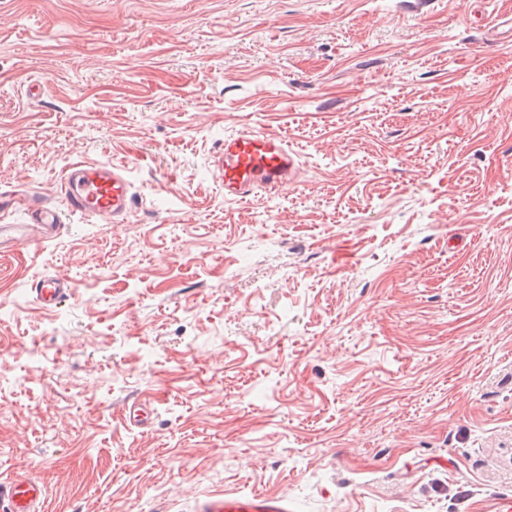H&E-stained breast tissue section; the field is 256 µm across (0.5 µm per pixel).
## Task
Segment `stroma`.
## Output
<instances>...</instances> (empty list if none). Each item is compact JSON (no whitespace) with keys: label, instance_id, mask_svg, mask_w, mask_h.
<instances>
[{"label":"stroma","instance_id":"35a3bbf8","mask_svg":"<svg viewBox=\"0 0 512 512\" xmlns=\"http://www.w3.org/2000/svg\"><path fill=\"white\" fill-rule=\"evenodd\" d=\"M245 127L297 183L225 198ZM76 160L128 223L0 255V477L45 512L512 496V0H0V185L61 207ZM133 183L125 165L77 161L69 166L64 191L68 208L88 219L124 222L133 204ZM32 294L38 303L53 308L69 298L70 282L58 275H44L33 283ZM45 501L38 478L27 472H16L0 480V506L7 512H42ZM195 512H292L284 495H220L202 501Z\"/></svg>","mask_w":512,"mask_h":512}]
</instances>
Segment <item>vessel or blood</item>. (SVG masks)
I'll return each instance as SVG.
<instances>
[{
	"instance_id": "vessel-or-blood-1",
	"label": "vessel or blood",
	"mask_w": 512,
	"mask_h": 512,
	"mask_svg": "<svg viewBox=\"0 0 512 512\" xmlns=\"http://www.w3.org/2000/svg\"><path fill=\"white\" fill-rule=\"evenodd\" d=\"M299 167V159L280 134L244 128L225 137L219 173L224 196L242 200L256 190L277 191L287 184ZM133 183L125 165H103L77 161L70 165L64 182L71 212L89 219L124 222L133 204ZM23 209L22 224H0V254L19 247L36 248L57 236L64 228L59 209L40 193L19 196L0 192V210ZM34 299L55 307L67 300L71 286L58 275H45L33 284ZM45 495L38 478L18 472L0 480V512H43ZM196 512H291L283 495L252 493L220 495L202 501Z\"/></svg>"
}]
</instances>
